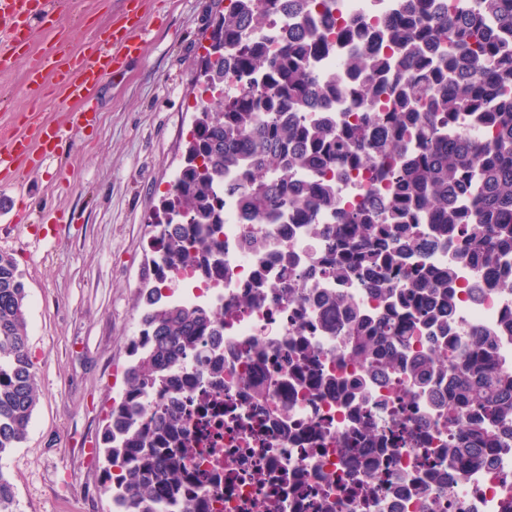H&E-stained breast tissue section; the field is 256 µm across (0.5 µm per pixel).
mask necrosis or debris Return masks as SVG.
I'll use <instances>...</instances> for the list:
<instances>
[{"instance_id": "necrosis-or-debris-1", "label": "necrosis or debris", "mask_w": 512, "mask_h": 512, "mask_svg": "<svg viewBox=\"0 0 512 512\" xmlns=\"http://www.w3.org/2000/svg\"><path fill=\"white\" fill-rule=\"evenodd\" d=\"M346 204L380 203L374 175L335 174ZM224 262L210 270L169 268L170 295L224 315V334L206 337L193 359L178 358L170 392L138 395L145 413L172 401L182 423L161 447L178 457L175 479L155 512H512V418L491 444L449 438L444 403L455 374L449 337L476 345L492 339L498 365L512 371V257L482 272L460 265L463 241L449 232L407 266L454 269L455 318L447 329L413 324L381 368L353 359L351 314L371 322L405 319L399 299L367 288L361 276L325 273L327 238L309 225L247 224L236 197L224 198ZM305 271L295 294L281 285ZM432 360L425 386L413 384L405 355ZM466 447L467 472L441 450Z\"/></svg>"}]
</instances>
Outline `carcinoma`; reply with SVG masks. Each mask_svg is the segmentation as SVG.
Instances as JSON below:
<instances>
[{
    "mask_svg": "<svg viewBox=\"0 0 512 512\" xmlns=\"http://www.w3.org/2000/svg\"><path fill=\"white\" fill-rule=\"evenodd\" d=\"M276 2L235 0L214 19L211 52L201 68L205 91L230 79L233 84L226 94L201 100L180 170L150 224L163 250L152 258L154 284L140 290L149 304V341L131 345L126 383L133 396L166 390L162 371L223 322V314L203 305L161 297L160 283L166 265L214 257L226 191L267 224L290 216L312 224L323 209H337L339 227L326 232L333 269L338 275L356 270L377 291L393 290L389 271L420 248L422 224L460 229L466 237L460 258L479 269L512 254V0H459L451 15L434 9L435 0H403L374 25L352 21L342 34L353 47L345 66L356 78L347 89L321 84L311 72L312 58L327 46L336 0H300L298 25L271 53L265 40ZM343 94L354 115L342 127L301 118L311 97L327 105ZM459 118L487 128L489 141L476 145L458 132ZM340 167L371 170L389 183V210L380 215L340 206L327 179ZM293 168L310 179L291 190ZM226 171L241 176L226 184ZM460 196L472 207H458ZM400 287L408 290L409 316L425 323L450 316L443 302L455 290L450 271L406 270ZM26 303L22 273L0 251V512H23L4 460L24 442L38 402ZM348 335L354 355L372 364L385 356V343L402 336V325L368 327L356 320ZM489 345H457L469 379L448 398V424L461 422L466 410L496 418L512 392V372L492 360ZM138 420L124 399L107 411L97 448L103 491L127 512H154L172 479L161 461L147 459L112 486L118 459L152 446L156 431L174 415L168 408L157 411L143 430L133 427Z\"/></svg>",
    "mask_w": 512,
    "mask_h": 512,
    "instance_id": "cac0c4a2",
    "label": "carcinoma"
}]
</instances>
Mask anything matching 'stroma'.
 Listing matches in <instances>:
<instances>
[{
    "instance_id": "35a3bbf8",
    "label": "stroma",
    "mask_w": 512,
    "mask_h": 512,
    "mask_svg": "<svg viewBox=\"0 0 512 512\" xmlns=\"http://www.w3.org/2000/svg\"><path fill=\"white\" fill-rule=\"evenodd\" d=\"M57 25L73 50L96 41L124 0H71ZM146 44L91 93L97 121L62 145L23 190L0 186V234L24 274L28 346L39 402L8 466L24 512H112L95 455L108 407L138 329L137 294L152 257L149 224L182 163L203 87L198 63L219 0H150ZM28 59L0 73V130L32 115L53 123L75 111L27 82Z\"/></svg>"
}]
</instances>
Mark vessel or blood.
<instances>
[{
	"label": "vessel or blood",
	"instance_id": "b4317fda",
	"mask_svg": "<svg viewBox=\"0 0 512 512\" xmlns=\"http://www.w3.org/2000/svg\"><path fill=\"white\" fill-rule=\"evenodd\" d=\"M68 0H0V46L16 51L29 44L35 23L47 21ZM120 19L112 24L109 37L100 40L90 55H67L58 61L61 48L48 41L37 52L27 72L31 84L54 80L67 99L83 103L84 109L70 113L66 122L43 124L32 134L13 132L0 137V181L11 182L22 171H34L53 154L60 142H75L78 133L97 120L90 91L103 78L120 73L125 63L143 46L146 33L142 0H127Z\"/></svg>",
	"mask_w": 512,
	"mask_h": 512
}]
</instances>
